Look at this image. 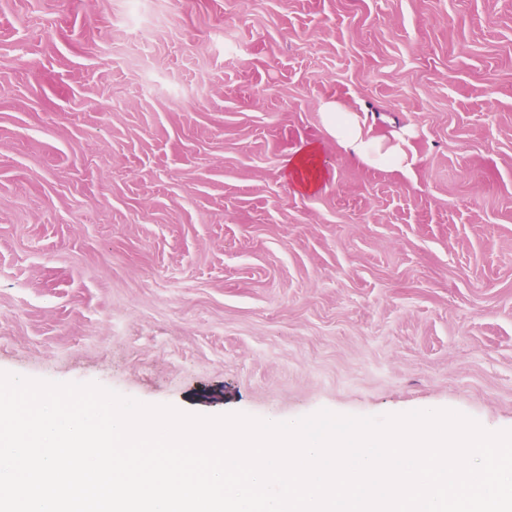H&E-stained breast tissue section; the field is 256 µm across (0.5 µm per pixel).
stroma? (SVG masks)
<instances>
[{"label": "stroma", "instance_id": "35a3bbf8", "mask_svg": "<svg viewBox=\"0 0 512 512\" xmlns=\"http://www.w3.org/2000/svg\"><path fill=\"white\" fill-rule=\"evenodd\" d=\"M130 8L0 0V372L512 429V0ZM325 100L411 128V167L353 159ZM285 175L297 191L313 193L319 189L328 177L321 164L319 147L315 144H304L295 154L288 158Z\"/></svg>", "mask_w": 512, "mask_h": 512}]
</instances>
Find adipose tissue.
<instances>
[{"label": "adipose tissue", "mask_w": 512, "mask_h": 512, "mask_svg": "<svg viewBox=\"0 0 512 512\" xmlns=\"http://www.w3.org/2000/svg\"><path fill=\"white\" fill-rule=\"evenodd\" d=\"M322 110L324 124L329 134L358 161L395 171L410 168L413 158L410 154L408 132L396 133L389 138H374L366 131L361 116L346 110L339 102H324ZM285 175L297 191H317L328 176L321 164L318 146L305 144L299 147L288 159Z\"/></svg>", "instance_id": "obj_1"}]
</instances>
